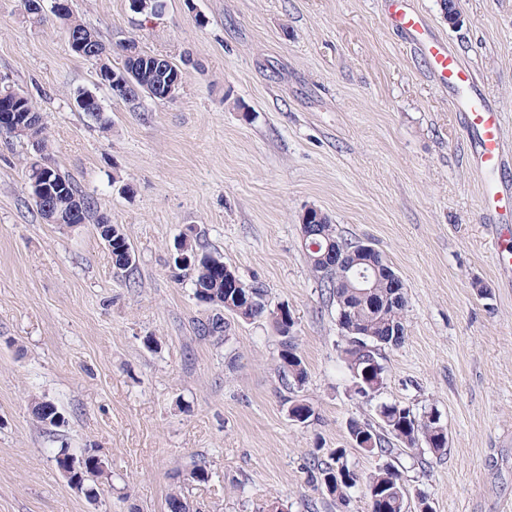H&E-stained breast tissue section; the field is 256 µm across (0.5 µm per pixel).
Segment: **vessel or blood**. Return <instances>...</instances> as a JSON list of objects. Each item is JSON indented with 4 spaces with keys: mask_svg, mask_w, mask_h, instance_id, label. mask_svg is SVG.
I'll return each instance as SVG.
<instances>
[{
    "mask_svg": "<svg viewBox=\"0 0 512 512\" xmlns=\"http://www.w3.org/2000/svg\"><path fill=\"white\" fill-rule=\"evenodd\" d=\"M384 22L413 38L437 83L451 91L454 111L472 132L470 160L480 177L486 223L512 224V182L504 176L499 107L478 90L473 70L462 66L445 43L432 35L424 16L407 0H391Z\"/></svg>",
    "mask_w": 512,
    "mask_h": 512,
    "instance_id": "vessel-or-blood-1",
    "label": "vessel or blood"
}]
</instances>
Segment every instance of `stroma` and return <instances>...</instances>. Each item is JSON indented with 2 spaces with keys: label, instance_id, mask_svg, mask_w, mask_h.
Instances as JSON below:
<instances>
[{
  "label": "stroma",
  "instance_id": "1",
  "mask_svg": "<svg viewBox=\"0 0 512 512\" xmlns=\"http://www.w3.org/2000/svg\"><path fill=\"white\" fill-rule=\"evenodd\" d=\"M160 2L150 14L69 0L111 62L132 39L183 68L176 98L125 101L71 50L53 0L42 25L0 0V76L43 114L53 163L122 226L137 266L116 269L93 225L43 220L23 174L34 148L0 132V512H167L173 474L201 463L210 481L182 485L191 512H369L363 493L336 500L306 471L342 448L369 473L347 424L379 401L442 415L446 456L427 469L426 447L399 458L433 512H512V278L490 251L471 137L411 38L383 23L387 0ZM411 2L500 106L512 157V0H455L456 27L441 0ZM81 92L100 114L78 110ZM310 207L371 242L407 290L377 401L351 391L335 308L302 248ZM189 226L288 306L308 369L295 395L313 421L288 416L267 318L196 334L207 308L170 267ZM36 397L66 425L38 423ZM60 448L96 449L92 492L68 484Z\"/></svg>",
  "mask_w": 512,
  "mask_h": 512
}]
</instances>
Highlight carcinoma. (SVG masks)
Masks as SVG:
<instances>
[{
  "mask_svg": "<svg viewBox=\"0 0 512 512\" xmlns=\"http://www.w3.org/2000/svg\"><path fill=\"white\" fill-rule=\"evenodd\" d=\"M59 4L60 8L54 15L63 22L66 30L74 34L79 33L83 38L89 35L95 38V44H102L98 35L73 15L69 0H59ZM121 50L124 52L122 65L132 66L137 76L135 84L141 90L148 87L159 94H164L167 92L168 81L182 78V75L173 71L161 75L156 70L155 56L140 50L133 40L122 45ZM19 121L24 132L17 134V137L27 139L36 146L39 153L38 157L30 160L25 174L26 185H31L35 180L42 189L45 202L42 205L35 204L38 213L44 219L51 214L64 223L73 217L81 224L92 220L94 228H99L106 216L94 214V202L91 198L82 194L72 180L50 162L46 144V125L41 113L26 104L22 105ZM309 220L319 241L337 240L350 250L357 248V243L343 238L336 232L335 225L331 224L325 213L315 211L309 215ZM112 230V262L116 268L131 274L136 270V263L129 261L130 243L119 225H112ZM190 250L198 253L199 259L193 266L183 269V272L191 277L196 299L210 306L213 311V314L199 321L200 335H223L226 313L243 321L266 317L275 330H281L276 310L267 303L262 289L252 288L247 297L227 295L224 292V264L215 263L219 256L201 249L195 241L192 242ZM306 257L311 273L320 281L331 305L338 311L342 309L348 312L351 326L357 331V336L345 337V344L341 349V357L349 376L361 373L373 362L379 364L380 370H385L382 364L383 353L398 348L404 342V337L389 336L387 332L397 321L398 315L405 312L406 306L388 308L387 302L392 295L384 280L374 282L371 294L359 298L342 283L341 272L323 267L317 254L308 251ZM278 357L280 369L288 385L297 389L304 386L308 380L307 367L292 339H284ZM290 408L293 413L302 417L304 424L315 419L313 407L304 399L292 400ZM376 410L384 415V418L378 419L374 424L352 419V422L362 426L360 432L371 441V446L366 448V452L377 458L375 469L364 478L352 473L348 475L349 482L336 483V472L350 470L346 451L336 449L331 453V461H313V467L309 468V477L311 481L320 484L329 494L338 496L340 500L348 497L350 490L359 486L366 496L370 490L383 487L388 491L389 507L386 512H404L410 497V489L403 471L394 460L395 451L399 448L411 450L423 445L432 456L441 458L448 449V432L435 430V424L428 418V412L417 414L399 402H381L376 405ZM32 412L42 425L58 426L56 416L59 415V410L54 403L44 399L36 401ZM54 460L60 469L74 466L72 476L83 488L101 474V460L90 448L85 449L79 456L62 448L55 454Z\"/></svg>",
  "mask_w": 512,
  "mask_h": 512,
  "instance_id": "carcinoma-1",
  "label": "carcinoma"
}]
</instances>
